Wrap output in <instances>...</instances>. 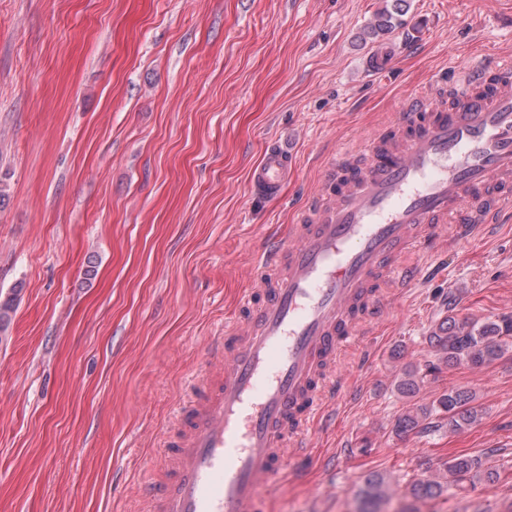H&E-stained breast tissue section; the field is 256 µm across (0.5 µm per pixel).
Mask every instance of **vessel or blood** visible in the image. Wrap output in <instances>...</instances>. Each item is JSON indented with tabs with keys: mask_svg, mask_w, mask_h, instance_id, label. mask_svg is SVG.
<instances>
[{
	"mask_svg": "<svg viewBox=\"0 0 512 512\" xmlns=\"http://www.w3.org/2000/svg\"><path fill=\"white\" fill-rule=\"evenodd\" d=\"M293 166L268 146L252 196L277 198ZM296 214L287 235L262 240L217 370L178 410L182 434L163 444L171 476L146 491L156 512H257L261 489L330 421L339 360L381 313L384 287L416 284L406 253L512 215V58L406 98L363 159L340 149Z\"/></svg>",
	"mask_w": 512,
	"mask_h": 512,
	"instance_id": "b4317fda",
	"label": "vessel or blood"
}]
</instances>
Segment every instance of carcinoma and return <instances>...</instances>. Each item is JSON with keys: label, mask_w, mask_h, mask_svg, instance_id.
<instances>
[{"label": "carcinoma", "mask_w": 512, "mask_h": 512, "mask_svg": "<svg viewBox=\"0 0 512 512\" xmlns=\"http://www.w3.org/2000/svg\"><path fill=\"white\" fill-rule=\"evenodd\" d=\"M402 13L400 0H394L393 9L384 8L377 15L376 22L367 31V38L375 39L396 26V15ZM430 346L437 360L448 365L466 364L481 367L496 360L512 346V316H504L497 321L480 323L476 320L450 316L429 337ZM435 411L453 430H460L479 421L481 410L472 404L469 392L451 389L437 400ZM431 416V410L423 407L410 409L399 419L397 428L401 432L416 429L419 423ZM485 473L487 479L495 481L497 472L484 466L481 458L471 455H458L441 462L436 473L416 480L410 493L417 499H432L448 491L449 482L457 483L472 474ZM367 500L382 499L387 495V486L382 477L370 475L360 489Z\"/></svg>", "instance_id": "cac0c4a2"}]
</instances>
